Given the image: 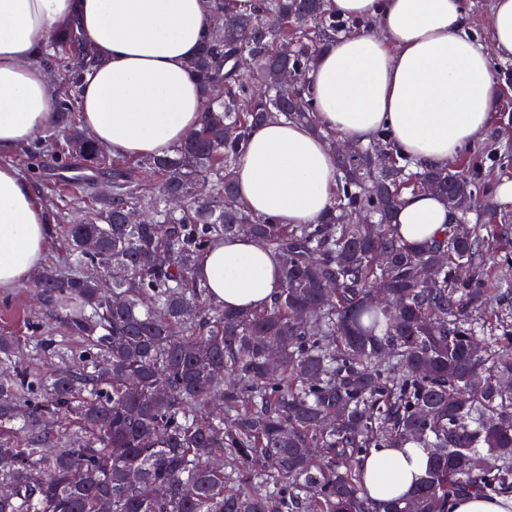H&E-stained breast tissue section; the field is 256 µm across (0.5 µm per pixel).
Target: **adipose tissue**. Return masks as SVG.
<instances>
[{
  "label": "adipose tissue",
  "mask_w": 512,
  "mask_h": 512,
  "mask_svg": "<svg viewBox=\"0 0 512 512\" xmlns=\"http://www.w3.org/2000/svg\"><path fill=\"white\" fill-rule=\"evenodd\" d=\"M337 15L370 20L323 48L306 82L320 128L354 143L387 136L426 169L447 167L483 139L497 95L492 57L512 59V0H494L491 47L470 32L464 0H331ZM100 65L86 77L81 122L113 155L164 156L199 122L204 94L188 66L213 27L209 0H0V155L55 123L40 57L69 22ZM257 215L316 223L337 188L330 144L301 123L253 128L236 172ZM454 216L436 196L407 193L396 215L407 241L432 240ZM48 214L34 186L0 164V291L26 284L45 256ZM216 303L259 309L280 286L275 258L246 237L218 241L197 265ZM429 466L421 448H382L367 461L377 504L412 494Z\"/></svg>",
  "instance_id": "obj_1"
}]
</instances>
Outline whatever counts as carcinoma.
<instances>
[{
	"instance_id": "1",
	"label": "carcinoma",
	"mask_w": 512,
	"mask_h": 512,
	"mask_svg": "<svg viewBox=\"0 0 512 512\" xmlns=\"http://www.w3.org/2000/svg\"><path fill=\"white\" fill-rule=\"evenodd\" d=\"M210 2L215 27L189 62L205 95L199 126L163 157L101 154L94 165L112 170L109 196L83 172L59 205L40 182L50 237L68 252L41 266L36 286L85 354L77 369L44 378L21 360L28 347L65 359L52 337L0 335V483L14 488L0 512H97L104 497L112 512H379L365 459L409 446L429 450V470L385 512L511 496L512 258L498 263L495 288L486 268L508 225L495 223L487 191L465 170L421 169L381 138L336 159L337 192L317 223L249 212L234 170L252 129L315 125L302 80L343 27L329 0H255L231 26L224 0ZM271 15L281 28L266 26ZM284 41L294 43L287 58L278 56ZM242 53L251 68L235 66ZM43 58L61 75L53 98L63 140L23 152L72 170L99 147L78 114L96 59L73 23ZM216 81L220 100L210 97ZM288 83L299 88L291 103L277 97ZM426 181L445 204L457 196L486 209L488 222L405 241L396 212ZM133 209L148 218L125 223ZM241 236L279 263L281 286L259 310L215 304L196 277L206 251ZM87 238L97 241L93 253L81 248ZM92 263L109 269L112 293L83 276ZM379 290L390 307L372 303ZM50 414L80 432L58 433ZM216 456L220 468L209 465Z\"/></svg>"
}]
</instances>
